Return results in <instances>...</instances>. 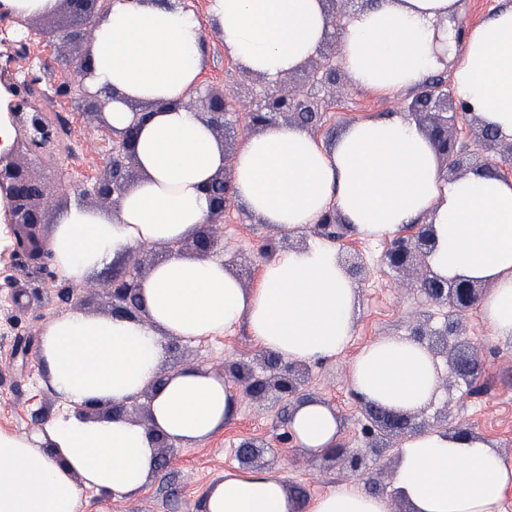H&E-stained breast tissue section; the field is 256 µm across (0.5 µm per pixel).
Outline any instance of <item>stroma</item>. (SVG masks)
Instances as JSON below:
<instances>
[{
  "instance_id": "obj_1",
  "label": "stroma",
  "mask_w": 512,
  "mask_h": 512,
  "mask_svg": "<svg viewBox=\"0 0 512 512\" xmlns=\"http://www.w3.org/2000/svg\"><path fill=\"white\" fill-rule=\"evenodd\" d=\"M63 16H37L33 25L37 36L25 50H11L8 62L17 77H38L34 105L48 117L64 115L69 125L58 143L42 157L20 151L19 157L39 178L48 193L64 194L66 204L81 203L78 188L94 175L107 157L109 145L102 137L93 117L72 111L57 97L56 89L67 69L66 59L73 48L52 37V29L62 24ZM207 56L202 84L218 83L230 92L248 93L257 83V75L246 72L224 54V45L215 30H207ZM323 118L315 129L317 138L331 140L350 121L370 114L397 112L401 100L355 87L349 78L323 89ZM224 250L231 253L244 287H252L268 257L266 246L277 241L280 249L291 250L306 243V235L262 223L241 206H234L224 216ZM355 245L367 265L364 279L359 280V303L356 330L347 348L336 358L309 366L308 388L318 399L335 406L345 418L342 439L350 447H364L356 400L350 390L351 366L368 343L392 336L408 335L418 320L440 326L445 306L428 302L415 288L402 287L403 277L380 262L384 243L356 239ZM9 280L0 277V391L10 393V409H0V429L29 434L46 421L64 416L69 408L52 391L46 374L38 363L37 338L46 320L60 318L70 311L57 294H50L44 308L17 311L11 301ZM463 334L481 363L482 375L474 392L462 396L460 389H439L433 404L419 415L425 431H435L443 413H450L461 425H475L495 448L512 454V345L490 336L477 309L465 312ZM29 341L27 361L16 358L21 341ZM245 325L239 324L224 335L197 342H184L178 353H166L162 370L196 366L209 372L224 364L252 361L260 355ZM287 413L283 406L271 402L241 400L236 414L223 432L201 445L177 448L165 469L159 470L135 498L112 500L93 490H85L89 512H200L205 487L237 469V445L243 437L271 440L272 446L258 463L261 470L280 476L289 488H302L313 497L331 484L345 481L341 462L312 459L300 451L276 446Z\"/></svg>"
}]
</instances>
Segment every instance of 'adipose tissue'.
I'll return each instance as SVG.
<instances>
[{
    "instance_id": "obj_1",
    "label": "adipose tissue",
    "mask_w": 512,
    "mask_h": 512,
    "mask_svg": "<svg viewBox=\"0 0 512 512\" xmlns=\"http://www.w3.org/2000/svg\"><path fill=\"white\" fill-rule=\"evenodd\" d=\"M458 8V0H374L337 28L324 0H208L204 22L175 0H114L96 31L86 83L116 94L115 128L127 126L132 106L161 108L138 131L142 176L118 213L81 205L59 212L49 241L56 273L78 284L143 244L188 237L206 222L205 186L227 167L239 204L297 234L331 210L373 242L427 219L433 270L488 284L481 318L492 336L512 342V178H446L429 139L403 112L353 121L328 144L301 126L275 124L229 161L201 115L170 106L198 84L209 22L225 55L270 81L331 40L351 82L381 93L418 87L452 65L455 96L512 138V5L470 27L460 52ZM141 294L146 321L75 310L44 327L39 363L72 412L31 436L0 430V512H86L84 490L127 499L146 485L157 471L147 431L122 417L88 420L79 409L90 400L122 403L151 384L165 337L220 336L242 322L262 350L310 364L346 348L359 302L336 244L322 239L276 252L251 288L232 257L172 253L153 266ZM437 384L432 357L397 336L362 349L350 386L375 405L413 411L436 397ZM237 404L232 382L184 368L170 374L151 409L159 429L191 446L222 430ZM288 426L311 457L341 436L338 410L318 401L296 408ZM396 488L410 512H505L512 459L482 437L421 433L399 450ZM201 512H389V504L351 482L306 499L277 475L237 470L203 491Z\"/></svg>"
}]
</instances>
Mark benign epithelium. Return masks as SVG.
Wrapping results in <instances>:
<instances>
[{
	"instance_id": "7a95c632",
	"label": "benign epithelium",
	"mask_w": 512,
	"mask_h": 512,
	"mask_svg": "<svg viewBox=\"0 0 512 512\" xmlns=\"http://www.w3.org/2000/svg\"><path fill=\"white\" fill-rule=\"evenodd\" d=\"M111 0H59V4L72 17V23L59 30L58 38L64 43L79 46L78 55L67 61L73 79L58 86L60 97L76 103L83 113L103 116L111 111L115 96L93 92L86 85L89 74L90 49L95 38L97 21L108 13ZM340 69L336 63V52L319 51V60L307 72L304 82L293 90L272 85L255 95L251 100L249 127L264 129L284 118L288 124L306 127L315 126V120L302 110V101L309 108L320 109L322 101L313 90L334 86L339 79ZM37 79L19 81L0 74V92L8 97L7 111L12 127L18 134L10 148L0 152V200L4 203V216L10 225L14 242L12 258L18 270L24 273V281L14 280L10 284L13 302L19 310L28 309L35 302L45 301L46 279L54 277L52 253L49 240L41 230L46 211L59 206V200L47 194L42 183L36 180L25 164L14 157L19 147L37 152L59 138L56 125L39 110L31 108L28 88ZM198 106L194 111L205 117L214 134L222 135L220 144L224 154L232 156L234 140L238 132L232 126L231 118L237 115L240 100L229 101L224 87L207 85L195 90ZM404 111L419 117L420 124L430 140L440 161L441 169L450 178L461 177L470 171L497 170L503 175L512 174V141L502 145L503 138L491 132L468 112L455 97L448 85L441 84L420 87L414 95L402 104ZM153 106L132 108L133 120L123 131L105 125V131L112 139V154L100 167L94 180L80 190V195L99 201H122L131 187L141 178L136 166V134L141 122L146 119ZM465 132L477 138L476 145L498 155L494 163L467 164L471 142L460 138ZM209 198V215L199 230L174 245H163L166 252L176 250L186 255L212 257L224 253V235L218 226L224 223V212L231 192V180L226 170L218 171L206 187ZM435 245L432 225L422 224L412 234L401 233L386 245L382 262L390 269L404 271L410 268L421 270L418 288L429 301L448 304V315L441 326L434 328L429 321L415 325L410 330V339L418 343L433 358L449 359L455 381L470 384L480 371L477 359L469 354L461 336L459 315L474 306L480 299L483 288L470 280L447 279L436 274L428 258ZM156 244H144L126 259L124 267L114 270L102 281V297L111 309V314L133 320L148 318L140 295L143 268L147 254L153 252ZM231 381L237 384L240 394L254 401L284 402L288 406H299L313 400L306 393L308 368L304 364L286 363L265 354L258 365L235 362L226 371ZM165 375H160L152 384L131 396L121 404L101 407L88 404L82 409L84 415L103 414L105 417L128 418L144 409L150 421L148 433L154 446L160 449L157 461H170L177 445L165 433L152 424L151 403L157 390L164 384ZM364 418L362 433L367 439L366 451L336 447L327 456L340 458L351 477L362 478L368 474L369 464L382 470L391 463L396 440L421 432L413 422L410 412L387 409L365 402L360 403ZM262 440L245 439L237 450L241 465L250 467L264 452Z\"/></svg>"
}]
</instances>
